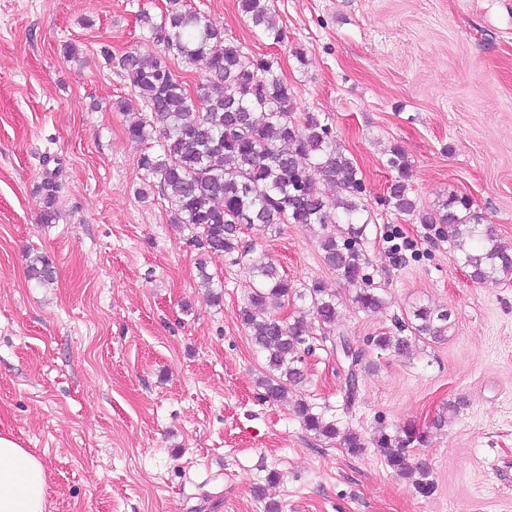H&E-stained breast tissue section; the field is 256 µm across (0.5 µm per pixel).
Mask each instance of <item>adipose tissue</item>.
<instances>
[{
    "mask_svg": "<svg viewBox=\"0 0 512 512\" xmlns=\"http://www.w3.org/2000/svg\"><path fill=\"white\" fill-rule=\"evenodd\" d=\"M0 512H48L43 463L6 435H0Z\"/></svg>",
    "mask_w": 512,
    "mask_h": 512,
    "instance_id": "adipose-tissue-1",
    "label": "adipose tissue"
}]
</instances>
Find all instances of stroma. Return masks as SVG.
Here are the masks:
<instances>
[{
  "mask_svg": "<svg viewBox=\"0 0 512 512\" xmlns=\"http://www.w3.org/2000/svg\"><path fill=\"white\" fill-rule=\"evenodd\" d=\"M188 2L277 60L297 110L328 116L362 171L382 312L353 307L305 228L256 225L242 240L295 284L335 289V333L371 364L346 400L342 358L313 341L301 399L366 440L447 417L415 451L434 491L376 448L353 455L307 432L293 401L263 399L243 266L202 255L160 191L140 197L141 147L119 108L133 96L100 50L158 54L139 15L167 0H0V434L42 460L50 512H512V281L475 282L451 242L384 203L398 145L419 212L467 195L512 246V0H271L280 44L237 0ZM48 156L61 167L52 224ZM30 253L53 263V284L29 280ZM201 257L219 300L198 286ZM420 305L451 310L447 340L406 357L368 345ZM59 182L57 180L56 173L48 177L42 185L44 191V209L42 210V222L45 224H51L56 220V213L53 208V204L56 199V193L59 189Z\"/></svg>",
  "mask_w": 512,
  "mask_h": 512,
  "instance_id": "1",
  "label": "stroma"
}]
</instances>
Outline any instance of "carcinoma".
<instances>
[{
	"label": "carcinoma",
	"mask_w": 512,
	"mask_h": 512,
	"mask_svg": "<svg viewBox=\"0 0 512 512\" xmlns=\"http://www.w3.org/2000/svg\"><path fill=\"white\" fill-rule=\"evenodd\" d=\"M270 0H238L240 13L275 44L285 39ZM144 36L163 46L188 67L200 69L210 80L187 87L162 56L145 58L135 50L120 56L108 47L101 55L119 68L145 112L127 127L131 141L145 145L139 159L144 189H160L172 223L188 230L206 253L239 254L245 259L250 285L240 321L265 360L258 385L264 396L281 400L307 383L304 366L314 328L321 341L336 342L334 335L340 300L319 281L295 286L274 261L253 246L242 244L243 228L261 224H298L318 237L323 261L337 278L354 286L351 303L364 313H378L385 299L373 288L366 273L369 260L364 245L371 216L365 203L366 188L354 160L336 140L328 118L318 112H295L293 88L276 71L274 61L250 56L214 27L199 10L181 0H169L166 11L154 18L140 14ZM385 165L396 176L387 187L386 206L402 214H418L420 223L448 238L462 253L476 281H502L512 277V247L499 244L470 200L450 194L431 212H416L408 192L411 166L405 151L394 146ZM337 185L342 194L330 199L320 191L315 174ZM59 189L57 175L42 185V222L56 220L53 204ZM28 275L40 285L56 280L51 261L38 255L28 264ZM293 299L302 311L292 320L269 312ZM451 314L445 309L420 306L411 314L414 337L433 343L448 337ZM411 337L382 333L368 339L376 349L402 356ZM371 368L359 352L345 383L352 400L362 372ZM304 429L340 444L351 453L365 448L360 435L342 431L336 422L317 413L306 401L297 402ZM429 431L413 426L374 433L371 443L387 467L408 478L422 496L433 482L427 464L412 449L427 445Z\"/></svg>",
	"instance_id": "1"
}]
</instances>
